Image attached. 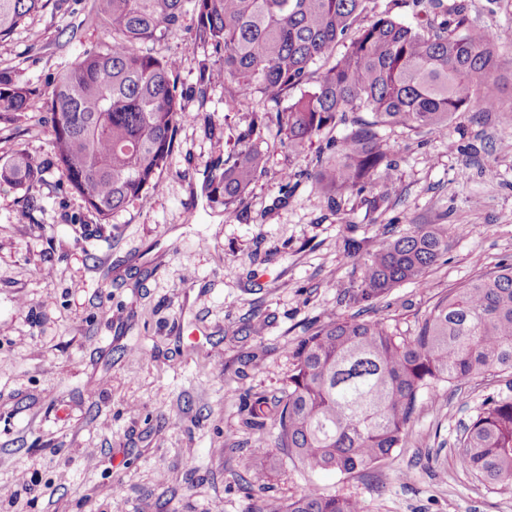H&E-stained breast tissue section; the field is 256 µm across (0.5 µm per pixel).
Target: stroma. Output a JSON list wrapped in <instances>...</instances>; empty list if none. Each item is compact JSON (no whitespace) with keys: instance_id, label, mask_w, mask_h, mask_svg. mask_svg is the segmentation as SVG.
<instances>
[{"instance_id":"obj_1","label":"stroma","mask_w":512,"mask_h":512,"mask_svg":"<svg viewBox=\"0 0 512 512\" xmlns=\"http://www.w3.org/2000/svg\"><path fill=\"white\" fill-rule=\"evenodd\" d=\"M446 2L493 34L499 108L456 113L444 138L383 129L399 179L375 209L348 194L331 208L307 181L285 193L281 171L314 169L319 147L289 152L272 123L261 132L265 172L225 212L224 156L264 100L249 96L228 116L223 84L200 87L201 70L224 62L196 41L190 17L154 50L178 57L181 104L195 119L179 126L153 188L109 220L63 178L46 113L0 117V156L24 151L40 175L35 208L0 183V512H258L309 484L367 512H512V490L480 482L451 454L462 422L504 390L496 376L438 399L422 392L402 447L367 471H310L275 447L273 424H246L254 398L284 397L292 352L328 318L357 315L407 336L449 290L512 262V122L502 115L512 107V0ZM89 8L52 0L0 40V71L45 91L66 61L110 41ZM390 224L470 231L425 287L345 302L362 275L345 241L371 254ZM260 444L274 467L249 497L240 479ZM33 476L46 488L36 498L24 490Z\"/></svg>"}]
</instances>
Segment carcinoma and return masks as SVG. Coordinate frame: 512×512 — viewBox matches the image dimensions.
Returning <instances> with one entry per match:
<instances>
[{"label": "carcinoma", "mask_w": 512, "mask_h": 512, "mask_svg": "<svg viewBox=\"0 0 512 512\" xmlns=\"http://www.w3.org/2000/svg\"><path fill=\"white\" fill-rule=\"evenodd\" d=\"M49 0H0V40L25 24ZM366 0H94L93 11L112 27V41L85 49L59 72L45 109L57 164L88 206L108 220L143 198L172 154L178 127L193 119L182 110L177 62L148 45L195 17L196 36L224 56V111L254 93L279 105L289 90L311 88L275 109L281 144L299 152L323 137L317 167L306 178L327 202L371 192L395 180L381 129L404 127L445 135L455 113L498 107L487 78L495 68L489 31L470 25L464 8L444 0H414L426 22L408 25L388 15L360 22ZM350 37L332 56L336 41ZM325 69L311 70L322 58ZM36 94L0 72V114L33 112ZM266 109L237 136L224 156V208L265 172L261 127ZM371 119L364 120L359 113ZM350 123L342 137L331 135ZM39 172L29 156L0 158V182L30 193ZM458 224H417L389 230L363 260L360 282L345 288L354 303L372 302L405 282L425 283L428 270L461 234ZM288 391L268 408L257 400L259 421L272 420L275 447L311 471L367 470L402 447L420 393L441 383L459 387L493 373L512 377V263L479 275L441 297L411 336L379 321L331 319L292 353ZM455 463L477 479L512 488V382L487 398L457 436ZM274 462L253 451L242 479L264 488ZM280 512H366L352 496L304 488Z\"/></svg>", "instance_id": "1"}]
</instances>
